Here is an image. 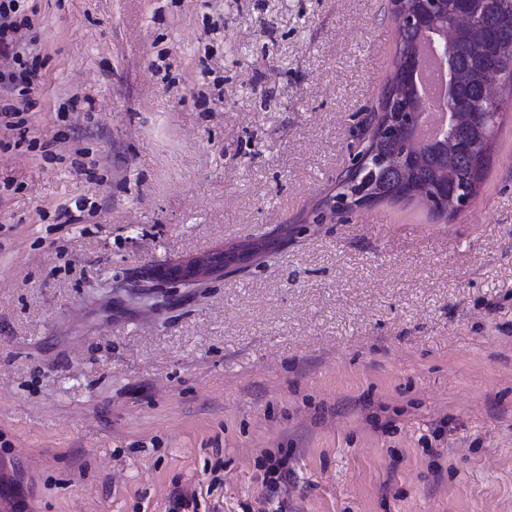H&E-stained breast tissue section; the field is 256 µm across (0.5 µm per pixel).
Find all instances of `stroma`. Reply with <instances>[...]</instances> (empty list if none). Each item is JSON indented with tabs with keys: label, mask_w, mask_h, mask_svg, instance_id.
Returning a JSON list of instances; mask_svg holds the SVG:
<instances>
[{
	"label": "stroma",
	"mask_w": 512,
	"mask_h": 512,
	"mask_svg": "<svg viewBox=\"0 0 512 512\" xmlns=\"http://www.w3.org/2000/svg\"><path fill=\"white\" fill-rule=\"evenodd\" d=\"M0 122L14 512H512V106L454 214L312 225L396 63L390 0H27ZM149 308V268L262 237ZM288 479L265 481L267 459Z\"/></svg>",
	"instance_id": "stroma-1"
}]
</instances>
